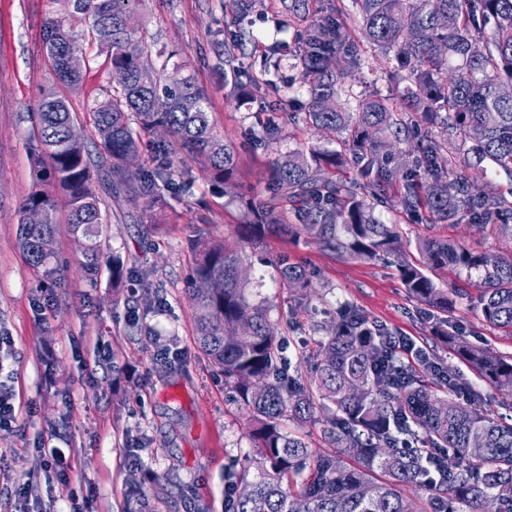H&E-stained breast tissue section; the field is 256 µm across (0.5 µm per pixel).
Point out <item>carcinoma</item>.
<instances>
[{"label": "carcinoma", "instance_id": "cac0c4a2", "mask_svg": "<svg viewBox=\"0 0 512 512\" xmlns=\"http://www.w3.org/2000/svg\"><path fill=\"white\" fill-rule=\"evenodd\" d=\"M92 18L105 53L114 92L93 107L97 150L108 164L112 194L129 195L155 212L168 205L162 190L189 186L188 171L175 173L173 154L200 158L205 177L224 195L233 186L237 159L211 121L205 98L188 80L161 83L137 37L131 5L140 0H61ZM362 33L381 57L395 63L392 76L405 84L407 111L377 95L341 103L347 72L335 57L360 64L346 43L343 11L321 16L298 36L296 65L309 84V99L292 119L342 135V149L290 151L272 163L274 196L245 201L238 241L211 240L199 232L189 291L197 343L223 374L255 424L257 474H227L225 512H512V423L460 400L464 383L444 360L424 350L422 369L406 367L391 353L388 329L353 307L341 309L320 343L314 371L285 376L282 339L267 308L253 302L240 275L245 248L269 232L316 239L340 257L376 259L399 252L396 225L373 213L387 194L394 171L381 150L387 136L424 120L445 125V136L427 140L403 176L400 206L422 207L454 223L468 219L482 230L512 240V203L482 192L477 180L493 167L512 178V0H353ZM489 37H483L485 29ZM44 45L55 74L76 87L82 71L70 68L74 38L56 15L44 25ZM136 115L138 128L128 121ZM75 117L64 98L43 97L31 114L30 142L49 164L35 170L32 191L18 206L19 246L42 281L57 286L54 250L55 200L66 198L71 234L82 240L79 267L95 280L101 271L105 217L91 189L92 164L83 138L71 136ZM161 130L151 169L135 177L128 162L140 148V132ZM356 169L347 181L335 170ZM38 210L44 220L26 221ZM420 260L399 263L408 293L429 308L434 336L452 349L479 379L512 398V356L464 345L445 313L454 299L479 291L483 321L512 335V256L474 252L446 239L422 238ZM451 266L466 273L453 297L436 287L429 268ZM112 288L136 277L118 253L108 264ZM284 285L304 293L312 287L298 265L281 263ZM326 411V450L317 452L284 421L315 420ZM430 491L427 507L403 494Z\"/></svg>", "mask_w": 512, "mask_h": 512}]
</instances>
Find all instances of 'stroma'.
Listing matches in <instances>:
<instances>
[{"instance_id": "stroma-1", "label": "stroma", "mask_w": 512, "mask_h": 512, "mask_svg": "<svg viewBox=\"0 0 512 512\" xmlns=\"http://www.w3.org/2000/svg\"><path fill=\"white\" fill-rule=\"evenodd\" d=\"M308 10L289 12L283 0H259L238 17L229 0H141L134 17L152 44L150 64L162 82L190 78L208 101L211 119L237 147L235 178L252 195H267L270 168L291 150L333 151L336 137L294 123L290 115L308 100L307 82L295 67L297 34L315 14L343 6L348 42L358 46L361 65L347 77L357 95L378 94L405 109L403 87L393 85L390 66L363 37L352 0H308ZM53 0H0V334L13 345L0 352V380L11 385L17 421L0 429V512H13L9 493L33 486L45 512H224L226 473L255 456L252 425L229 386L199 351L186 281L194 262L190 242L198 228L235 240L244 219L241 204L213 195L197 159L177 153L178 169L191 170L189 188L177 189L161 212H147L128 197H113L104 172L92 186L103 202L105 254L120 253L146 271L113 294L110 274L90 283L80 269L81 248L58 206L54 246L69 262L61 285L43 288L18 244V204L31 191L35 165L29 115L43 94L67 98L87 142L96 139L95 101L113 89L105 55L91 41V20L67 16L79 46L83 81L71 89L58 82L43 43ZM268 81L263 101L246 100L238 83ZM276 113V140L263 135ZM374 215L396 225L398 256L342 259L313 239L267 235L247 247L243 274L255 301L264 303L276 335L284 337L286 371L306 373L316 359L339 307L349 304L401 336L425 345L431 335L424 305L404 288L399 259H418V239L448 238L476 252L512 254V239L451 224L427 211H403L395 198L375 203ZM304 267L312 289L283 285L281 259ZM154 287L163 308H146L144 286ZM468 343L512 354V336L483 323L476 299L457 300L448 314ZM179 352L160 357L161 348ZM70 459L66 473L44 469L37 450L44 441ZM164 488L156 500V488Z\"/></svg>"}]
</instances>
